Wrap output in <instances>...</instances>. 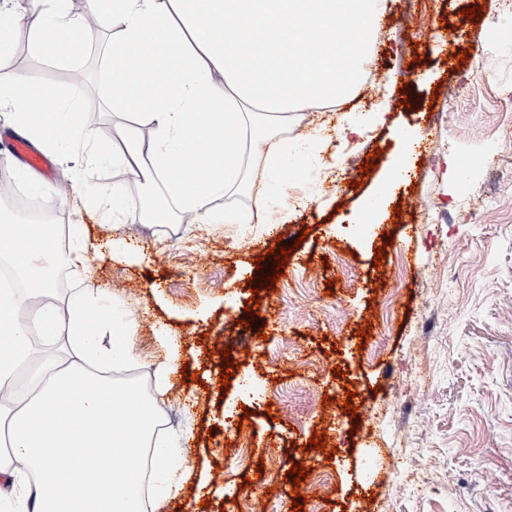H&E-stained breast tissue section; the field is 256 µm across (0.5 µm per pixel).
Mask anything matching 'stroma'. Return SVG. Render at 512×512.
Wrapping results in <instances>:
<instances>
[{
	"mask_svg": "<svg viewBox=\"0 0 512 512\" xmlns=\"http://www.w3.org/2000/svg\"><path fill=\"white\" fill-rule=\"evenodd\" d=\"M505 0H390L382 66L369 99L309 114L310 128L353 116L357 150L333 142L321 161L294 153L289 194L307 207L279 222L267 196L227 194L215 214L241 224H143L130 217L145 189L123 167L92 170L124 189L112 219L65 187L67 167L41 178L21 163L30 196L85 227L90 272L60 277L57 305L84 281L106 289L137 327L135 361L119 373L154 392L174 337L197 381L171 375L158 406L188 466L178 496L150 495L152 512H512V25ZM478 5L480 20L461 17ZM0 66L49 89L52 112L80 108L105 147L125 123L99 66L112 40L60 59L18 31ZM467 50L469 59L451 63ZM409 106H402V98ZM417 146L403 152L400 132ZM377 167L361 172L370 153ZM353 160L351 175L337 160ZM406 177L394 178L396 167ZM357 187H350V180ZM495 195L494 206L483 203ZM380 207H373V200ZM393 243H386L385 233ZM301 239L265 288L277 238ZM386 259L375 263L376 249ZM259 306L249 307L251 295ZM370 329L362 339L361 329ZM238 366L218 381L223 356ZM354 392L358 426L336 413ZM337 449H309L314 433ZM309 477L286 481L293 464Z\"/></svg>",
	"mask_w": 512,
	"mask_h": 512,
	"instance_id": "1",
	"label": "stroma"
}]
</instances>
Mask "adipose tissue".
Segmentation results:
<instances>
[{"label":"adipose tissue","mask_w":512,"mask_h":512,"mask_svg":"<svg viewBox=\"0 0 512 512\" xmlns=\"http://www.w3.org/2000/svg\"><path fill=\"white\" fill-rule=\"evenodd\" d=\"M63 4L33 0L20 14L15 0H0V56L22 26L52 31L55 53L77 56L83 26ZM89 9L118 38L109 59L112 98L126 115L148 118L151 139L126 130L120 148L101 147L78 110L48 125L32 122V87L13 71H0V111L75 159L85 200L109 215L124 212L123 192L87 181L92 169L118 162L143 187L164 184L161 206L136 215L146 224L209 216L214 197L256 185L281 215L296 209L283 158L321 154L328 137L318 131L291 143L281 127L289 113L341 98L358 83L371 52L367 36L381 33L384 15L381 0H89ZM68 231L63 253L51 225L0 224V258L40 300L33 306L21 294L0 293V425L9 439L0 474L13 478L27 512H144L143 459L163 476L167 495L178 493L185 466L159 430L157 398L107 376L134 357L132 324L113 329L105 292L90 285L65 310L54 302L60 264L85 260L82 225ZM37 333L73 347L75 357L37 350ZM22 362L34 366L23 383Z\"/></svg>","instance_id":"1"}]
</instances>
